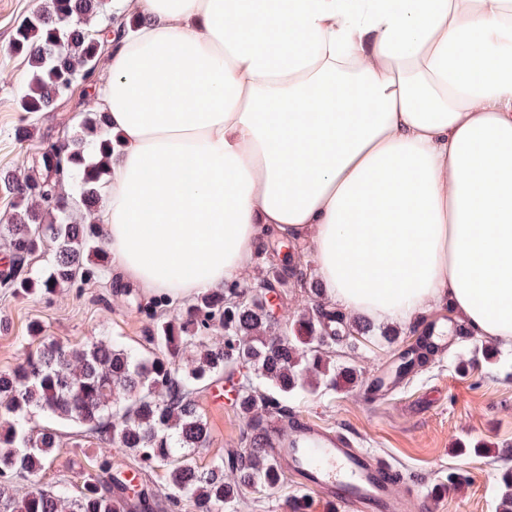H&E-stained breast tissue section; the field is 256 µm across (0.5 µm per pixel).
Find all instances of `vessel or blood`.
<instances>
[{"instance_id":"vessel-or-blood-1","label":"vessel or blood","mask_w":512,"mask_h":512,"mask_svg":"<svg viewBox=\"0 0 512 512\" xmlns=\"http://www.w3.org/2000/svg\"><path fill=\"white\" fill-rule=\"evenodd\" d=\"M273 456L338 512H433L420 484L401 486L390 464L332 430L303 425Z\"/></svg>"}]
</instances>
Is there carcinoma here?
<instances>
[{
    "instance_id": "carcinoma-1",
    "label": "carcinoma",
    "mask_w": 512,
    "mask_h": 512,
    "mask_svg": "<svg viewBox=\"0 0 512 512\" xmlns=\"http://www.w3.org/2000/svg\"><path fill=\"white\" fill-rule=\"evenodd\" d=\"M99 19L97 27L90 21ZM102 32L112 42V5L107 0H46L41 9L15 27L9 50L27 60L31 72L18 106L23 112H51L68 94L71 82L94 83ZM119 140L106 115L85 113L73 134L41 154L43 175L24 178L0 171V190L16 198L0 233L7 237L10 260L0 271V285L16 293L50 295L97 278L108 255L95 224H80L74 213L96 208L108 168L97 158L112 155ZM72 185L77 194L65 190ZM53 244L47 270L25 269L45 239ZM282 241L262 245L267 266L248 285L239 281L210 289L175 305L159 294L142 312L150 320L144 336L152 345L142 356L92 336L82 346L63 345L43 335L34 322L29 335L35 351L9 372H0V512H241L246 489L276 491L283 472L268 448L269 421L288 417V398L306 390L352 387L359 373L336 365L329 349L352 327L366 335L373 327L349 323L329 307L319 284L297 266L283 269L276 260ZM300 286L314 296L310 309L282 325L265 309L268 288ZM220 333L223 341L210 342ZM194 358L185 360L186 352ZM251 376L231 386L234 407L243 421L239 447L229 448L208 467L196 454L210 444V429L199 398L235 373ZM50 424L36 428L31 417ZM57 423L78 426L89 441L129 452L139 470L164 467L165 491L135 490L112 474L103 455L96 474L74 476L77 492L44 486L36 476L60 447ZM30 483L24 497L6 495L13 483ZM287 512H310L305 491L285 500ZM497 512H512V467L500 474Z\"/></svg>"
}]
</instances>
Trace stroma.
I'll return each instance as SVG.
<instances>
[{
	"label": "stroma",
	"instance_id": "35a3bbf8",
	"mask_svg": "<svg viewBox=\"0 0 512 512\" xmlns=\"http://www.w3.org/2000/svg\"><path fill=\"white\" fill-rule=\"evenodd\" d=\"M44 0H0V169L19 175L37 174V161L48 143L71 134L84 112L98 109L97 92L76 85L72 94L53 112L27 116L18 100L31 77L24 58L12 54L8 43L16 22L37 11ZM32 126V137L16 142L19 123ZM117 263L109 261L96 281L61 288L50 296L17 295L0 287V372L17 367L30 349L28 327L40 322L45 335L78 345L93 336L148 353L143 341L146 319L141 314L147 298L116 278ZM404 333L394 343L379 337L346 338L331 352L335 362L354 363L362 382L350 389L319 390L289 399L295 417L350 437L361 448L384 456L400 470L404 482H423L433 491L448 472L467 475V484L454 495L436 499L437 512H496L498 477L503 465H512V341H497L498 359L459 372V357L468 355L471 341L453 340L446 353L404 378L383 398L374 400L361 388L363 382L393 369L402 349L414 343ZM200 408L210 430L208 448L200 451V467H208L225 448L237 445L242 420L230 402L214 406L211 394L200 398ZM60 446L51 463L39 474L42 484L61 485L79 472L93 470L98 454L111 456L115 470L126 471L135 463L116 446L88 443L75 437L72 428L61 427ZM486 442L489 454H458L460 445Z\"/></svg>",
	"mask_w": 512,
	"mask_h": 512
}]
</instances>
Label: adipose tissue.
Here are the masks:
<instances>
[{
    "label": "adipose tissue",
    "mask_w": 512,
    "mask_h": 512,
    "mask_svg": "<svg viewBox=\"0 0 512 512\" xmlns=\"http://www.w3.org/2000/svg\"><path fill=\"white\" fill-rule=\"evenodd\" d=\"M122 278L186 299L267 237L346 314L512 340V0H112Z\"/></svg>",
    "instance_id": "obj_1"
}]
</instances>
